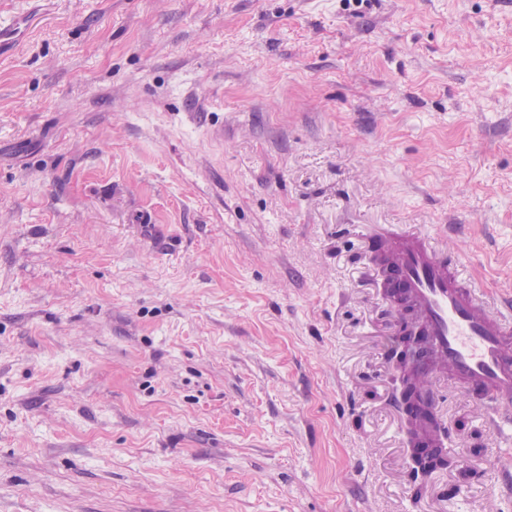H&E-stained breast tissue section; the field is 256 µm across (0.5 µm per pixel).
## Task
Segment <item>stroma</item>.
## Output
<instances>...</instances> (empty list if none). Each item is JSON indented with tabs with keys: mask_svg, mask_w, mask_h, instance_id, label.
Returning <instances> with one entry per match:
<instances>
[{
	"mask_svg": "<svg viewBox=\"0 0 512 512\" xmlns=\"http://www.w3.org/2000/svg\"><path fill=\"white\" fill-rule=\"evenodd\" d=\"M512 299V0H0V512H512L415 477L373 234Z\"/></svg>",
	"mask_w": 512,
	"mask_h": 512,
	"instance_id": "35a3bbf8",
	"label": "stroma"
}]
</instances>
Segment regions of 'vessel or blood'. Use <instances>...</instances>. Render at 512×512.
Instances as JSON below:
<instances>
[{
  "mask_svg": "<svg viewBox=\"0 0 512 512\" xmlns=\"http://www.w3.org/2000/svg\"><path fill=\"white\" fill-rule=\"evenodd\" d=\"M372 254L374 272L397 308L398 327L424 339L428 357L415 363L411 374L427 408H434L446 383L502 409L500 426H511L512 305L488 298L458 258L439 250L425 230L388 231ZM413 430L436 447L447 438L446 429L421 415Z\"/></svg>",
  "mask_w": 512,
  "mask_h": 512,
  "instance_id": "b4317fda",
  "label": "vessel or blood"
}]
</instances>
